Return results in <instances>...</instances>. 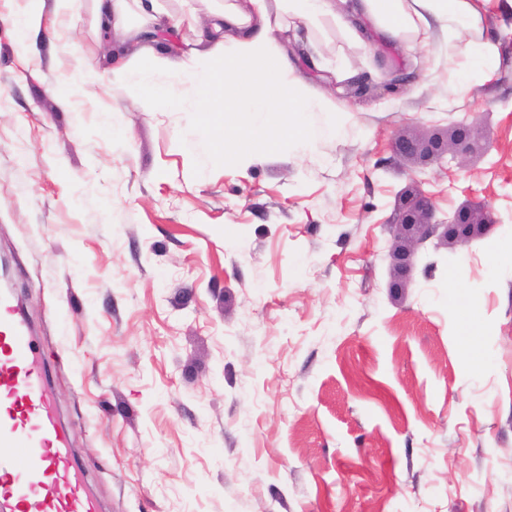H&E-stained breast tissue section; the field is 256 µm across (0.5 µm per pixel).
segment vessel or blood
<instances>
[{
  "mask_svg": "<svg viewBox=\"0 0 512 512\" xmlns=\"http://www.w3.org/2000/svg\"><path fill=\"white\" fill-rule=\"evenodd\" d=\"M0 498L14 512H102L57 418L47 371L11 289H0Z\"/></svg>",
  "mask_w": 512,
  "mask_h": 512,
  "instance_id": "vessel-or-blood-1",
  "label": "vessel or blood"
}]
</instances>
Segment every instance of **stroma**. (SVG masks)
<instances>
[{"instance_id":"obj_1","label":"stroma","mask_w":512,"mask_h":512,"mask_svg":"<svg viewBox=\"0 0 512 512\" xmlns=\"http://www.w3.org/2000/svg\"><path fill=\"white\" fill-rule=\"evenodd\" d=\"M22 7L0 0V258L104 512H512V0H487L499 61L461 94L435 38L374 53L328 31L362 97L289 52L343 125L309 113L308 140L245 163L213 154L193 98L104 94L126 39L103 47L91 6L44 0L23 54ZM463 120L461 165L393 151ZM418 194L498 223L429 239L396 290L389 222ZM454 301L482 311V368Z\"/></svg>"}]
</instances>
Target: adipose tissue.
<instances>
[{"instance_id":"obj_1","label":"adipose tissue","mask_w":512,"mask_h":512,"mask_svg":"<svg viewBox=\"0 0 512 512\" xmlns=\"http://www.w3.org/2000/svg\"><path fill=\"white\" fill-rule=\"evenodd\" d=\"M98 30L122 31L140 44L136 63L120 67L124 91L145 105H157L154 94L158 73L179 64L198 104L220 112L234 136L216 133L213 147L220 155L251 156L266 152L289 135L305 130L310 112H329L324 94L295 79L279 44V34L297 27L307 33L335 26L355 46L379 42L413 49L432 35H442L448 51V78L460 83L475 69H491L498 59L495 42L485 35L482 0H249L242 10L238 0H223L211 10L205 49L177 50L146 44L144 33L163 29L178 33L199 20L191 0H181L180 11L168 10L163 0H92ZM236 35L225 47L226 32ZM257 112L290 114L292 123L267 127L256 124Z\"/></svg>"}]
</instances>
